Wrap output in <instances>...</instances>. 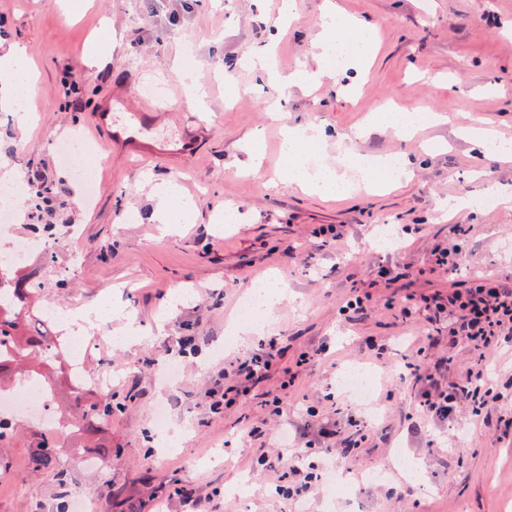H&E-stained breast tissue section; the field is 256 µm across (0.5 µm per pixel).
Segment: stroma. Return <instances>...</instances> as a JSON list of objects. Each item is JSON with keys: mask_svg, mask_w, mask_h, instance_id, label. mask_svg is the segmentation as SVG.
<instances>
[{"mask_svg": "<svg viewBox=\"0 0 512 512\" xmlns=\"http://www.w3.org/2000/svg\"><path fill=\"white\" fill-rule=\"evenodd\" d=\"M290 29L276 28L282 0H0V50L22 49L35 67L29 94L36 124L13 126V156L0 154V177L23 166L54 180L66 206L63 225L80 234L53 269L43 257L24 271L44 276L50 298L65 309L70 298L83 308L108 304L104 328L123 336L128 321L140 329L130 346L95 352L91 368L112 364V389L124 408L113 415L102 442L113 450L111 466L33 471L29 450L37 425L20 422L11 440L0 441L9 467L0 479V512H58L75 491H89L93 512H113L112 497L136 512H185L174 489L193 493L203 506L223 512H294L278 495V471L255 468L257 455L276 458L315 439L324 422L350 433L348 418L365 438L349 453L321 446L300 465L318 464L320 482L337 469L356 476L352 495L328 500L322 491L304 499L307 512H512V435L496 430L512 413V347L488 360L498 401L473 416L460 401L454 421L416 416L418 391L403 378L405 357L425 348L426 369L442 358L453 364L443 384L466 380L478 362L466 345H429L425 312L403 317L411 295L488 275L512 285V161L478 154L459 129L480 124L512 140V0H336L343 13L372 28L368 66L349 62L322 72L323 0H294ZM273 47L281 72L301 65L320 71L311 89L260 80L247 67L250 54ZM97 49L105 61L87 67ZM191 66L208 91V113L189 110L182 97L153 98L142 105L143 87L157 80L179 86V70ZM82 72L81 110L64 95L66 68ZM282 106V123L267 120L269 101ZM111 102L116 128L156 145V154L125 157L106 151L93 117ZM421 107L446 116L426 123L414 138L382 127L367 128L370 113L384 106ZM315 124L324 130L318 159L335 160L347 149L365 155L405 154L414 173L385 194L364 189L342 200L302 192L283 177V126ZM79 133L95 152L93 203H85L56 148ZM259 140L264 160L249 165L245 147ZM173 180L197 201L177 226L155 219L154 183ZM500 191L495 206L482 203L486 181ZM469 205L448 211L452 198ZM238 221L217 229L224 211ZM133 212L137 222H123ZM333 224L343 236L319 235ZM437 244L459 247L455 271L429 270ZM66 288H55L57 278ZM260 278L284 289L268 321L251 334L237 332L238 311ZM370 294L364 314L340 308L352 289ZM166 323H159L160 314ZM275 341L283 366L304 351L310 363L294 387L279 378L260 381L240 406L213 415L206 395L224 365L247 357L259 343ZM386 345L376 358L374 345ZM177 365V387L160 371ZM374 377L370 403L338 384L344 368ZM281 394L283 412L264 401ZM170 404L178 447H156L153 409ZM319 414L306 416L308 406ZM263 430L250 438L251 428ZM423 468L421 481L404 474L406 459ZM379 470L381 479L364 481Z\"/></svg>", "mask_w": 512, "mask_h": 512, "instance_id": "35a3bbf8", "label": "stroma"}]
</instances>
